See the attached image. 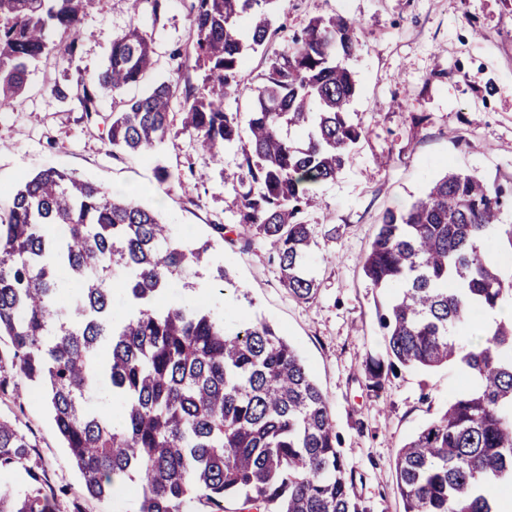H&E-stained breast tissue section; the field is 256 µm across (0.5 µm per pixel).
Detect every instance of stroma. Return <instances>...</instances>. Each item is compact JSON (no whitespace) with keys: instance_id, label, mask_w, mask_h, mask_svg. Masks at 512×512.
<instances>
[{"instance_id":"obj_1","label":"stroma","mask_w":512,"mask_h":512,"mask_svg":"<svg viewBox=\"0 0 512 512\" xmlns=\"http://www.w3.org/2000/svg\"><path fill=\"white\" fill-rule=\"evenodd\" d=\"M194 3L166 0L159 15L135 17L126 0H93L76 56L41 59L23 94L0 108V213L26 178L56 167L108 189L140 188V201L182 235L212 239L213 225L235 224V149L226 150L223 168L209 166L182 133L175 110L167 139L152 154L116 153L106 137L112 94H103L89 117L78 101H59L50 91L56 83L76 87L99 71L113 39L134 24L152 37L155 65L126 96L143 95L164 80L183 91L199 90L194 61L173 56L189 41ZM331 15L351 18L361 29L350 61L359 86L351 112L365 136L307 214L318 243L312 260L316 297L304 302L288 293L262 242L245 249L212 240V265H224L229 283L216 289L205 268L177 282L169 298L185 302L200 288L217 317L271 324L296 348L326 396L358 495L371 512H403L396 451L469 380L452 366L401 368L380 392L368 388L365 364L385 350L377 317L385 297L365 279L361 259L384 213L408 208L445 172L512 185V0H288L273 24L290 33L310 18ZM282 48L276 36L250 54L230 111L248 112L268 62ZM416 115L421 124H413ZM159 166L171 171V180L156 179ZM0 416L18 417L21 432L35 444L43 478L59 493V512H73L77 504L82 512H137V499L125 487L108 502L84 496L83 477L60 444L40 389L20 384L18 398H0Z\"/></svg>"}]
</instances>
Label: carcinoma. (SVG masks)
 I'll return each mask as SVG.
<instances>
[{
    "label": "carcinoma",
    "mask_w": 512,
    "mask_h": 512,
    "mask_svg": "<svg viewBox=\"0 0 512 512\" xmlns=\"http://www.w3.org/2000/svg\"><path fill=\"white\" fill-rule=\"evenodd\" d=\"M92 0H0V105L17 98L29 69L51 53L71 59ZM285 0H195L189 47L202 86L184 96L183 132L213 165L236 147L242 175L237 225L219 237L264 241L295 297L317 292L310 273L313 225L305 208L344 167L363 128L348 61L359 28L314 17L284 47L255 89L247 127L226 110L247 54L284 27ZM248 22L247 30L239 26ZM65 39L55 43L47 32ZM138 26L112 42L107 62L81 88L53 84L90 115L98 95L120 94L153 65ZM177 84L122 98L109 118L112 148L146 154L169 134ZM512 190L450 172L409 208L388 211L362 260L371 285L391 292L379 312L385 355L365 373L372 387L395 369L460 366L471 385L396 453L404 512H498L485 489L512 486V317H479L512 304V279L493 245L512 225L500 215ZM211 240L190 241L134 199L72 172L25 180L0 214V397L16 379L41 386L56 430L93 498L130 485L138 512H369L325 396L296 349L265 321L226 323L202 305H160L174 279L210 265ZM122 286L124 314L113 309ZM103 394L112 406L92 405ZM33 445L0 417V471L27 466L28 490L0 488V512H57L29 465Z\"/></svg>",
    "instance_id": "1"
}]
</instances>
